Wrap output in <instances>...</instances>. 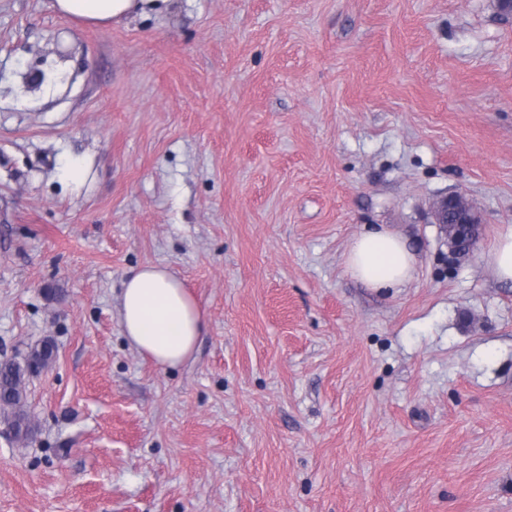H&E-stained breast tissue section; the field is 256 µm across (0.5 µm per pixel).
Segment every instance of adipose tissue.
<instances>
[{
    "label": "adipose tissue",
    "instance_id": "1",
    "mask_svg": "<svg viewBox=\"0 0 512 512\" xmlns=\"http://www.w3.org/2000/svg\"><path fill=\"white\" fill-rule=\"evenodd\" d=\"M164 0H54L59 14L96 26L121 22L157 9ZM416 257L407 241L387 228L360 233L345 254L351 277L375 289L408 282ZM122 332L138 354L158 366L188 361L207 328V317L184 280L168 267L147 263L122 284L119 296Z\"/></svg>",
    "mask_w": 512,
    "mask_h": 512
}]
</instances>
